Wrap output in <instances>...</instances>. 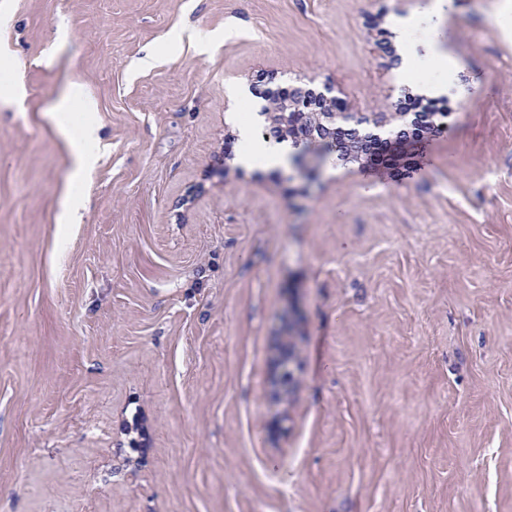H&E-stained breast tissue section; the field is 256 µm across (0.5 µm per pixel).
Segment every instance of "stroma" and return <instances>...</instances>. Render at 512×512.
Here are the masks:
<instances>
[{
  "instance_id": "stroma-1",
  "label": "stroma",
  "mask_w": 512,
  "mask_h": 512,
  "mask_svg": "<svg viewBox=\"0 0 512 512\" xmlns=\"http://www.w3.org/2000/svg\"><path fill=\"white\" fill-rule=\"evenodd\" d=\"M428 6L0 0V512H512V0H451L426 94L394 21ZM260 76L446 127L242 167ZM75 84L99 143L62 233Z\"/></svg>"
}]
</instances>
